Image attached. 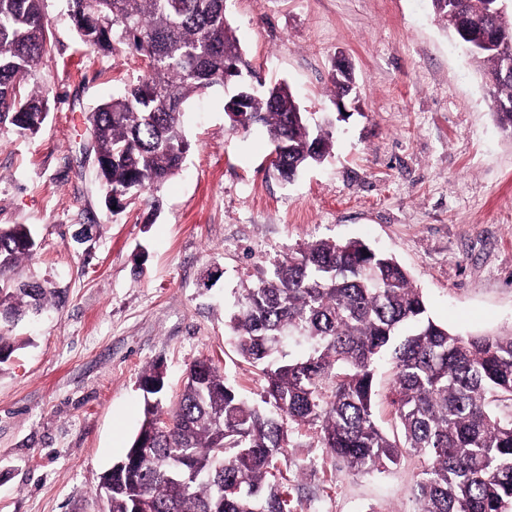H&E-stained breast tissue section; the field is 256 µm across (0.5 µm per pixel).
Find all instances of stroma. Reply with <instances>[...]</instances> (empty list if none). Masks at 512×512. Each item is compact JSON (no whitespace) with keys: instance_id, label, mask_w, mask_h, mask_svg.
<instances>
[{"instance_id":"35a3bbf8","label":"stroma","mask_w":512,"mask_h":512,"mask_svg":"<svg viewBox=\"0 0 512 512\" xmlns=\"http://www.w3.org/2000/svg\"><path fill=\"white\" fill-rule=\"evenodd\" d=\"M55 48L34 82L49 111L33 137L0 126V226L37 247L15 270L53 290L10 326L0 364V512H104L99 485L143 419L141 377L169 397L210 359L253 405L259 368L236 352L229 318L244 287L285 252L322 238L390 253L438 323L462 335L512 333V138L484 69L430 0H227L257 89L285 83L336 131L321 163L283 180L263 128L231 132L224 90L187 103L179 174L120 213L91 148L88 117L130 80L135 60L79 40L66 0H44ZM350 60L356 91L336 102L329 73ZM304 468L295 512H414L421 463L351 478L314 430L294 434Z\"/></svg>"}]
</instances>
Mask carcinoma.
Listing matches in <instances>:
<instances>
[{
    "instance_id": "cac0c4a2",
    "label": "carcinoma",
    "mask_w": 512,
    "mask_h": 512,
    "mask_svg": "<svg viewBox=\"0 0 512 512\" xmlns=\"http://www.w3.org/2000/svg\"><path fill=\"white\" fill-rule=\"evenodd\" d=\"M81 42L110 55L124 49L138 74L89 118L108 199L121 210L176 175L190 148L181 117L196 95L224 86L244 94L250 122L278 151L291 180L322 162L333 132L310 125L290 88L263 93L248 83L225 0H68ZM451 35L484 66L501 129L512 136V28L474 46L461 28L498 23L497 0H430ZM42 0H0V125L38 133L48 97L32 83L51 54ZM350 77L331 70L334 96ZM25 224L0 227V322L40 312L52 291L40 282L8 286L32 255ZM242 358L261 367L265 406L244 401L208 359L189 370L177 401L165 376L146 371L144 419L124 458L102 477L108 512H292L277 473L294 466L287 449L299 426L351 476L420 459L411 493L417 512H506L512 505V334L460 336L430 315L420 289L387 253L360 240L320 239L288 252L273 272L243 288L230 319ZM390 360L395 431L376 423L377 370Z\"/></svg>"
}]
</instances>
